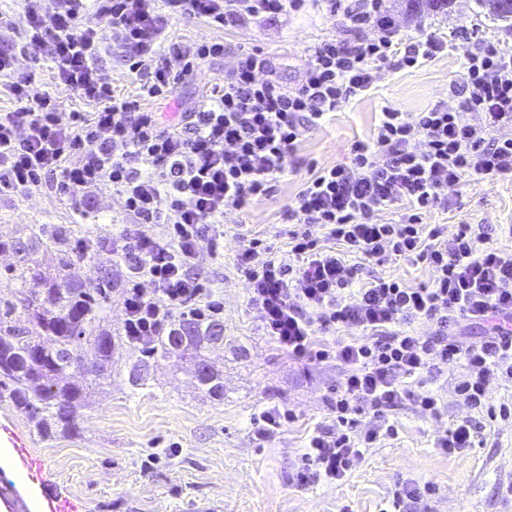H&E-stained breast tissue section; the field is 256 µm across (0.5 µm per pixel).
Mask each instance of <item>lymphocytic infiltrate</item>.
Instances as JSON below:
<instances>
[{
	"mask_svg": "<svg viewBox=\"0 0 512 512\" xmlns=\"http://www.w3.org/2000/svg\"><path fill=\"white\" fill-rule=\"evenodd\" d=\"M23 15L25 49L49 62L60 85L95 103L92 112L64 111L41 89L35 68L19 71L17 54L0 49L15 108L0 112V196L27 197L49 188L85 206L102 187L120 193L133 222L120 249L123 328L132 339L166 335L174 319L224 317V298L192 276L201 250L218 255L227 209L269 195L286 161L327 113L373 87L375 73L394 64L412 68L448 48L433 34L400 39L381 0L355 8L325 0L330 16L349 32L309 49L295 87L284 86L263 52L242 53L237 66L211 80L204 100L173 119L142 109L143 98H170L200 62L224 54L223 44L168 42L175 19L222 29L261 17L276 22L304 0H15ZM120 34L129 69L140 80L137 98L114 96L99 62L109 53L104 30ZM458 106L436 104L416 114L384 108L372 142H354L346 166L312 171L285 208L291 223L288 256H273L260 240L237 256L248 304L262 330L294 357L344 367L330 407L335 428L311 436L291 481L298 487L341 481L381 436H393L388 415L403 402L438 416L429 390L407 379L465 362L455 386L466 407L488 408L492 380L512 382V248L493 244L472 224L443 238L423 217L461 181L512 180V53L482 42L464 61ZM396 221H381L384 212ZM322 228L323 237L312 234ZM354 256L368 262L421 264L430 283L412 287L397 276L357 283ZM435 323L422 336L411 323ZM483 324L479 343L464 344L456 328ZM359 339L317 344L316 333L339 328ZM375 426L360 429L359 417Z\"/></svg>",
	"mask_w": 512,
	"mask_h": 512,
	"instance_id": "1",
	"label": "lymphocytic infiltrate"
}]
</instances>
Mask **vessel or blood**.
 <instances>
[{
    "label": "vessel or blood",
    "instance_id": "vessel-or-blood-1",
    "mask_svg": "<svg viewBox=\"0 0 512 512\" xmlns=\"http://www.w3.org/2000/svg\"><path fill=\"white\" fill-rule=\"evenodd\" d=\"M1 442L13 450L16 473L25 476L29 484L39 489L37 512H84L79 501L47 485L44 478L47 463L32 454L27 439L21 433L11 426L1 424Z\"/></svg>",
    "mask_w": 512,
    "mask_h": 512
}]
</instances>
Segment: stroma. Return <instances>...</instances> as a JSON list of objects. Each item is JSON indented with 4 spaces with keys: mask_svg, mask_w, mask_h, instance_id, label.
I'll return each instance as SVG.
<instances>
[{
    "mask_svg": "<svg viewBox=\"0 0 512 512\" xmlns=\"http://www.w3.org/2000/svg\"><path fill=\"white\" fill-rule=\"evenodd\" d=\"M382 8L398 28L415 36L435 33L452 47L414 68L380 69L366 96L351 100L307 134L269 196L252 200L246 210L226 211L222 255L201 252L195 269L201 283L224 296V345L208 352L210 362L224 372L223 401L203 397L190 367L175 357L151 359L145 386L132 389L127 369L140 356L134 348L115 363L111 381L90 386L74 437L40 438L11 400L0 398V422L28 438L32 453L47 461L49 480L84 499L87 512H200L208 506L217 512H339L345 504L353 512H378L402 477L438 488L434 512H512V419L469 414L455 392L467 372L462 361L445 366L441 376L422 379L440 400V417L404 404L390 415L397 437L370 449L343 481L304 488L289 481L309 435L335 425L329 403L342 368L334 362L307 364L264 334L247 305L238 253L257 238L285 255L286 204L312 168L345 163L355 141L370 140L383 107L423 112L452 102L451 88L463 82V62L477 39L512 50V25L493 19L479 0H450L430 13L412 10L408 0H383ZM471 26L477 39L463 35ZM344 33L340 18L327 15L320 0H306L300 11L279 22L256 18L232 30L198 20L173 21L171 38L185 45L220 41L224 55L185 76L166 101L146 100L142 106L171 117L197 106L206 84L252 50L266 53L280 81L295 86L309 47ZM106 38L111 50L100 62L105 80L116 96H136L139 81L125 65L119 35L110 31ZM426 221L442 225L448 236L458 225L480 224L492 229L494 243L512 247V238L498 230L512 225V182L461 181L447 205ZM129 222L121 196L109 187L99 190L88 219L70 198L46 190L25 198L0 197L2 239L21 224H71L77 236L90 232L101 238ZM274 405L290 409L294 421L267 442L255 440L252 418ZM467 417L480 428L478 447L452 454L434 448L437 433Z\"/></svg>",
    "mask_w": 512,
    "mask_h": 512,
    "instance_id": "1",
    "label": "stroma"
}]
</instances>
